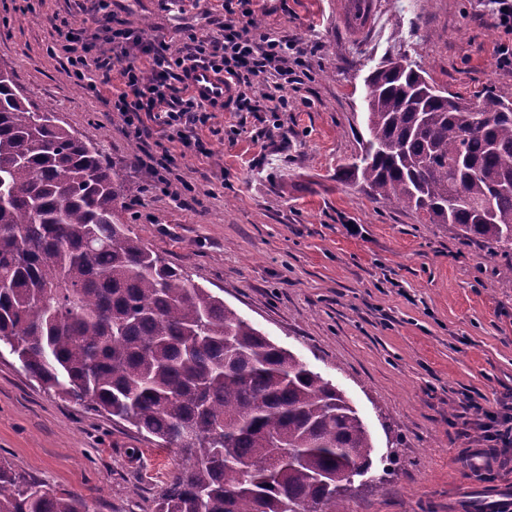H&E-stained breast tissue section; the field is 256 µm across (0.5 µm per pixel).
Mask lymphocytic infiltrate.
I'll use <instances>...</instances> for the list:
<instances>
[{
	"mask_svg": "<svg viewBox=\"0 0 512 512\" xmlns=\"http://www.w3.org/2000/svg\"><path fill=\"white\" fill-rule=\"evenodd\" d=\"M90 3V18L73 21L60 35L63 69L91 91L111 90L112 110L129 139L140 143L161 130L170 147L153 158L149 170L162 195L174 193L170 176L178 152L203 149L187 131L189 123L205 119L207 112L185 82L190 70L204 66L222 74L235 90L227 103L231 111H287L282 90L295 82L303 61L288 37L270 36L248 22L249 0H224V15L213 19L212 30L185 32L174 50L156 46L144 33L114 26L112 0ZM259 82L271 83V90L255 95ZM461 426L480 431L484 445L475 449V457L512 446V413L489 410L470 398Z\"/></svg>",
	"mask_w": 512,
	"mask_h": 512,
	"instance_id": "obj_1",
	"label": "lymphocytic infiltrate"
}]
</instances>
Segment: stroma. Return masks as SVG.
Returning a JSON list of instances; mask_svg holds the SVG:
<instances>
[{
	"mask_svg": "<svg viewBox=\"0 0 512 512\" xmlns=\"http://www.w3.org/2000/svg\"><path fill=\"white\" fill-rule=\"evenodd\" d=\"M80 0H0V65L67 128L95 139L126 181L134 233L271 340L342 389L371 433L376 483L348 512H491L512 498V461L476 479L454 421L464 395L512 404V257L337 181L365 135V80L387 58L450 92L512 101L487 0H374L363 28L340 0H252L258 29L304 50L284 112H213L191 125L204 153L179 158L186 200L155 192L141 147L110 106L48 50ZM118 19L179 46L224 0H117ZM0 458L96 512H152L176 455L127 423L44 392L0 355Z\"/></svg>",
	"mask_w": 512,
	"mask_h": 512,
	"instance_id": "1",
	"label": "stroma"
}]
</instances>
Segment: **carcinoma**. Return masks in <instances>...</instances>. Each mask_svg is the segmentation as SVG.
Here are the masks:
<instances>
[{
  "label": "carcinoma",
  "mask_w": 512,
  "mask_h": 512,
  "mask_svg": "<svg viewBox=\"0 0 512 512\" xmlns=\"http://www.w3.org/2000/svg\"><path fill=\"white\" fill-rule=\"evenodd\" d=\"M367 22L372 0H341ZM367 137L337 179L512 250V103L470 102L401 60L367 79ZM127 185L86 135L0 77V348L183 465L153 512H347L372 437L343 390L123 219ZM0 512H91L0 459Z\"/></svg>",
  "instance_id": "1"
}]
</instances>
